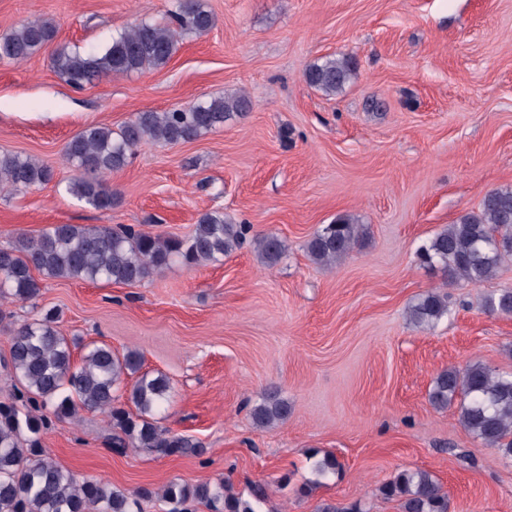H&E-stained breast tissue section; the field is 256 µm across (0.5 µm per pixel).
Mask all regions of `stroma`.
<instances>
[{
	"mask_svg": "<svg viewBox=\"0 0 512 512\" xmlns=\"http://www.w3.org/2000/svg\"><path fill=\"white\" fill-rule=\"evenodd\" d=\"M175 2L0 0V36L39 17L56 27L37 55L0 60V152L54 170L46 185L0 190V247L54 224L183 235L220 210L288 251L268 267L247 244L134 286L45 281L35 303L0 320V401L19 389L3 366L13 330L55 308L74 361L103 342L118 355L139 350L145 372L166 375L162 426L206 448L119 454L105 414L53 421L42 435L52 458L81 479L154 490L143 512H168L169 484L220 479L244 497L263 485L266 512L356 501L401 512L379 488L403 469L435 475L448 512H512V459L469 434L456 407L428 399L451 366L512 373V315L483 308L485 295L512 289V261L473 287L447 284L417 256L488 192L512 187V0H204L214 27L163 68L81 89L55 73V48L104 45L137 21H165ZM334 55L353 57L357 71L328 96L304 72ZM235 93L252 108L224 127L138 146L109 176L112 210L66 192L64 147L84 127ZM341 216L363 226L360 245L334 266L314 264L306 241ZM435 290L448 295L447 315L410 323L408 306ZM271 388L292 411L261 429L250 411ZM325 454L341 469L320 481L313 463Z\"/></svg>",
	"mask_w": 512,
	"mask_h": 512,
	"instance_id": "1",
	"label": "stroma"
}]
</instances>
